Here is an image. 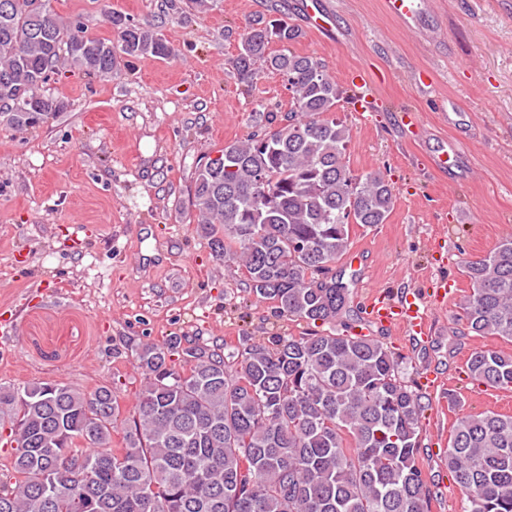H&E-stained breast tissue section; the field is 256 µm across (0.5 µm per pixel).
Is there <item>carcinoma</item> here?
I'll return each mask as SVG.
<instances>
[{"label": "carcinoma", "instance_id": "carcinoma-1", "mask_svg": "<svg viewBox=\"0 0 512 512\" xmlns=\"http://www.w3.org/2000/svg\"><path fill=\"white\" fill-rule=\"evenodd\" d=\"M110 17L124 55H172L156 32ZM299 36L283 19L249 22L232 72L248 87L264 68L280 72L291 107L283 125L198 167L192 207L217 256L241 263L250 294L333 330L270 346L244 336L223 355L178 336L138 345L145 384L120 452L111 388L1 385L0 433L15 446L0 468V512H431L418 466L421 395L388 348L351 333L349 284L330 268L348 251L351 225L385 223L393 187L347 166L351 130L333 117L341 92L324 66L269 51ZM64 54L89 73L119 65L112 42L84 35L46 0H0V117L31 127L61 111L41 88ZM20 94L48 112L13 108ZM464 273L472 288L461 320L512 343V239ZM174 354L188 370L171 364ZM466 368L487 387L512 389V353L481 350ZM444 463L465 492L462 512H512V415L457 418Z\"/></svg>", "mask_w": 512, "mask_h": 512}]
</instances>
